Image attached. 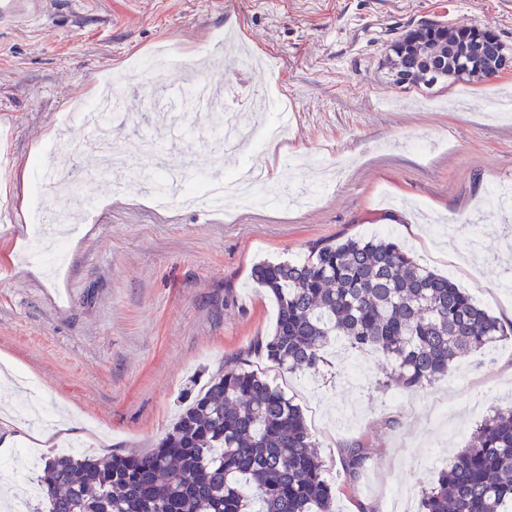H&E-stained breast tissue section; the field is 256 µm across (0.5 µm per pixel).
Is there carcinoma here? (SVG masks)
<instances>
[{
    "instance_id": "carcinoma-1",
    "label": "carcinoma",
    "mask_w": 512,
    "mask_h": 512,
    "mask_svg": "<svg viewBox=\"0 0 512 512\" xmlns=\"http://www.w3.org/2000/svg\"><path fill=\"white\" fill-rule=\"evenodd\" d=\"M466 27L428 25L423 36L455 45ZM418 34L390 45L381 66L394 76L414 66ZM509 56L500 40L487 61L448 57L444 80H485ZM255 285L278 306L272 334L247 355L291 373L328 366L333 342L353 353L379 354L390 380L416 391L457 361L512 335L448 277L430 270L388 238L316 243L299 261H264ZM234 359L206 390L189 398L168 433L146 454H51L41 459L42 497L34 512H331L334 488L301 408L264 372ZM369 440L341 443L338 460L348 486L358 480ZM420 512H512V406L496 407L476 426L454 460L419 485Z\"/></svg>"
}]
</instances>
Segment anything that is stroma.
Here are the masks:
<instances>
[{"instance_id":"obj_1","label":"stroma","mask_w":512,"mask_h":512,"mask_svg":"<svg viewBox=\"0 0 512 512\" xmlns=\"http://www.w3.org/2000/svg\"><path fill=\"white\" fill-rule=\"evenodd\" d=\"M49 11L0 30V366L39 379L41 408L60 423L19 418L29 393L0 379V492L38 483L20 453L149 452L169 431L185 388L203 390L225 361L272 332L275 301L251 280L263 259L297 260L320 240L384 233L448 276L476 303L512 320V210L489 197L512 184V67L453 86L387 83L389 45L425 22L480 25L512 49V0H52ZM224 43L225 82L272 84L288 114L274 144L222 151L213 131L255 130L275 115L226 106L198 116L187 101H148L128 78L143 57L177 45L190 56ZM137 124L118 133L130 149L128 185L89 176L75 148L90 134L77 117L116 79ZM66 160L76 187L60 201L22 187L24 167ZM264 169L253 204L220 209L163 200L146 180L178 169ZM80 211L67 259L38 261L34 211ZM317 375L254 357L297 403L321 456L339 444L376 446L354 486L337 485L336 512L359 504L389 512L398 490L417 512L418 483L447 466L493 406L512 402V336L475 352L431 385L383 387L385 366L328 349ZM397 424L381 431L383 415Z\"/></svg>"}]
</instances>
